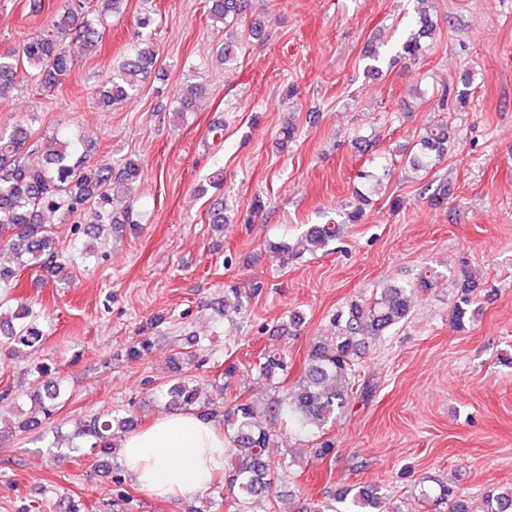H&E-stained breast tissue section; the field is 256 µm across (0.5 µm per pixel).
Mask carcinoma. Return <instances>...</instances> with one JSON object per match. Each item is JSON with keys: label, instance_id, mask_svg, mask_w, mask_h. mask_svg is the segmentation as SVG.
<instances>
[{"label": "carcinoma", "instance_id": "cac0c4a2", "mask_svg": "<svg viewBox=\"0 0 512 512\" xmlns=\"http://www.w3.org/2000/svg\"><path fill=\"white\" fill-rule=\"evenodd\" d=\"M91 11L80 3H67L52 17L50 23L38 34L25 40L17 49L0 54V100L12 96L19 73H26L40 82L45 89H52L69 76L73 66L70 43L78 42L82 48L94 53L98 47V25L109 16L124 12L128 0H96ZM249 0H212L210 16L224 26L246 13ZM153 20L140 19L141 32L121 63L112 68L107 79L93 92V99L101 110H109L135 98L141 86L156 69L157 49L147 29ZM432 23L421 13L403 37L391 47L395 56L414 60L425 52L423 39L430 37ZM30 132L21 123L0 128V255H9L0 261V303L8 299V290L17 274L25 268L44 269L58 282L70 284L76 268L95 257L94 247L86 238L99 237L117 224H132L133 212L124 217L112 210L115 196L128 195L139 181L141 163L126 158L119 165L84 166L89 146L67 134H53L37 145H27ZM448 153V126L433 123L423 129L417 149L408 157L407 167L415 174L430 173ZM369 171L359 178L369 183L368 191L354 189L356 199L343 212L342 222L311 224L296 238L273 242L270 253L285 266L306 254L327 250L340 239L345 224H358L365 217L367 193L380 189L389 176V168L381 157L372 160ZM88 203L94 205L93 224H73L70 233L71 248L60 246L45 218L55 215L74 216ZM441 273L430 266L421 268L414 284H390L369 299H355L333 318L334 336L313 343L297 380L282 394L258 405L246 399L229 403L208 400L200 403L202 389L193 379L179 377L160 398L170 408L192 411L213 420L224 422V436L232 442L235 461L224 475L225 486L238 506V512H248V505L269 494L271 477L280 462L267 454L272 434L269 426L279 422L285 431L314 438L316 453L327 456L333 448L322 439L327 426L340 416L350 404L354 389L357 359L362 341L367 336H382L387 331L408 320L414 293L432 288ZM263 288L260 281L250 284L245 291L237 285L224 289V304H233L239 310L244 299ZM460 295L453 310L456 324L461 325L467 314L470 295L475 283L464 276L459 285ZM164 320L159 316L140 329V336L127 347L126 356L140 359L152 348L149 331ZM44 333L32 305H17L13 321H0V346L13 350L24 348L37 353ZM288 354L278 348L261 352L258 373L276 386L288 377ZM62 381L51 379L43 392L36 395L38 411L44 417L54 415L62 395ZM133 419L120 413L105 418L97 417L81 431L82 441L75 443L62 438L51 444L53 448L71 450L88 448L107 453L118 446L116 438L129 429ZM422 495L432 499L433 505H447V512H469L464 501L457 499L447 486H440L439 493ZM382 493L377 487H360L354 494L344 490L339 495L343 507L333 504H316L297 512H403L394 506L382 509ZM483 512H512V486L494 487L486 492Z\"/></svg>", "mask_w": 512, "mask_h": 512}]
</instances>
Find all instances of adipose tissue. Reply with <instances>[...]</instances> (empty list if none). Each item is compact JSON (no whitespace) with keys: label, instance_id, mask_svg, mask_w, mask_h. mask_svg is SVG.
Instances as JSON below:
<instances>
[{"label":"adipose tissue","instance_id":"obj_1","mask_svg":"<svg viewBox=\"0 0 512 512\" xmlns=\"http://www.w3.org/2000/svg\"><path fill=\"white\" fill-rule=\"evenodd\" d=\"M225 454L223 428L182 410L167 412L121 443L128 475L167 499L208 489L224 471Z\"/></svg>","mask_w":512,"mask_h":512}]
</instances>
